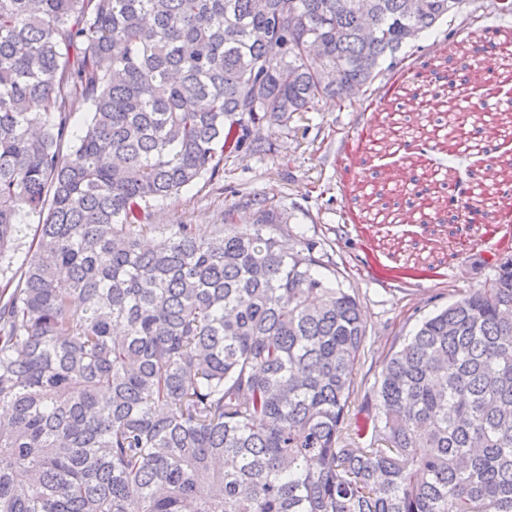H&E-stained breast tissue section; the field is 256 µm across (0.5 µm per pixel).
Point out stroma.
<instances>
[{
    "mask_svg": "<svg viewBox=\"0 0 512 512\" xmlns=\"http://www.w3.org/2000/svg\"><path fill=\"white\" fill-rule=\"evenodd\" d=\"M494 2L465 0L456 16L406 47V76L421 77L434 90L452 79L464 91L471 86L470 69L500 73L499 55L480 37L487 27L512 31V16L496 17ZM396 101L413 135L395 142L394 162L384 167L377 158L381 122ZM443 113L422 106L387 73L345 104L325 97L287 122L263 124L266 153L227 157L218 179L151 207L152 223L206 228L228 209L242 224L264 204L283 212V244L311 249L318 273L355 293L366 316L354 415L376 405L382 364L393 348L512 258V223L489 217L466 224L458 216L475 184L496 197L512 192L500 174L512 158L491 149L477 162L459 159L447 188H435L430 175L448 154L426 133Z\"/></svg>",
    "mask_w": 512,
    "mask_h": 512,
    "instance_id": "1",
    "label": "stroma"
}]
</instances>
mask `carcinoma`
I'll return each instance as SVG.
<instances>
[{"label": "carcinoma", "mask_w": 512, "mask_h": 512, "mask_svg": "<svg viewBox=\"0 0 512 512\" xmlns=\"http://www.w3.org/2000/svg\"><path fill=\"white\" fill-rule=\"evenodd\" d=\"M462 2L0 0V512H512V260L385 360L351 429L366 322L283 214L150 223ZM470 95L508 146L512 80Z\"/></svg>", "instance_id": "1"}]
</instances>
